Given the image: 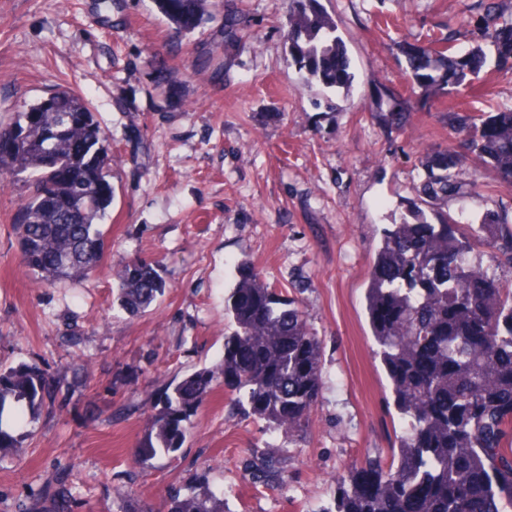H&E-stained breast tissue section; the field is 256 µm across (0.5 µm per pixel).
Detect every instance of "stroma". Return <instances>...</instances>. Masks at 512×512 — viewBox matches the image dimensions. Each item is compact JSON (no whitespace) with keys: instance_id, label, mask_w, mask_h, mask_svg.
Returning a JSON list of instances; mask_svg holds the SVG:
<instances>
[{"instance_id":"1","label":"stroma","mask_w":512,"mask_h":512,"mask_svg":"<svg viewBox=\"0 0 512 512\" xmlns=\"http://www.w3.org/2000/svg\"><path fill=\"white\" fill-rule=\"evenodd\" d=\"M480 2L322 0L354 73L334 91L300 80L283 37L289 0H206L187 35L152 0H112L106 15L97 0H0V121L75 92L108 137L115 188L99 271L50 283L21 261L14 221L27 188L0 181V365L39 364L56 386L51 413L0 458V512H53L61 481L70 512H120L130 495L169 512L209 491L230 512H333L339 471L390 456L402 422L366 319L370 260L422 158L461 150L456 115L512 109V75L491 66L451 94L412 88L401 47L453 26L467 51ZM234 7L249 19L239 45L224 41ZM380 109L408 121L383 128ZM462 178L482 190L449 201L457 220L512 215V185L479 158ZM140 258L159 261L167 289L132 316L112 305V273ZM244 260L300 300L322 340L321 395L299 444L245 417L217 372L224 298ZM202 368L216 375L182 448L138 463L165 385ZM267 443L288 461L263 485L245 466Z\"/></svg>"}]
</instances>
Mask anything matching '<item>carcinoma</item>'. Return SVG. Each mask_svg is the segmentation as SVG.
Wrapping results in <instances>:
<instances>
[{"mask_svg":"<svg viewBox=\"0 0 512 512\" xmlns=\"http://www.w3.org/2000/svg\"><path fill=\"white\" fill-rule=\"evenodd\" d=\"M205 2L154 0L180 33L200 26ZM470 25L484 45L463 55L451 34L405 45L413 83L446 94L468 87L488 56L500 64L512 60L501 45L504 34L512 35V17L497 0H483ZM244 26L237 14L224 15L225 41L239 40ZM285 38L306 79L349 86L347 48L320 0H290ZM457 119L465 151L512 184V110ZM24 133L39 144L0 154V177L29 188L16 219L23 263L48 282L97 272L108 247L102 225L115 198L103 130L79 95L62 90L0 125L1 140ZM463 162L451 151L425 157L415 198L384 229L373 258L367 318L404 431L389 464L369 457L336 477V512H512V277L490 270L479 251L487 247L491 261L512 271V220L486 214L477 224H456L448 199L462 193ZM62 163L83 170L85 180L59 178ZM164 290L151 262L132 261L115 273V300L131 315L150 308ZM225 304L233 329L224 335L219 366L224 385L245 416L306 439L319 403L322 347L297 298L243 261ZM213 378L205 368L167 386L137 449L139 462L182 446L184 423ZM55 390L36 363L0 368V451L19 447L18 428L52 404ZM254 453L258 471L277 476L278 454ZM170 512L228 510L209 493L177 500Z\"/></svg>","mask_w":512,"mask_h":512,"instance_id":"cac0c4a2","label":"carcinoma"}]
</instances>
